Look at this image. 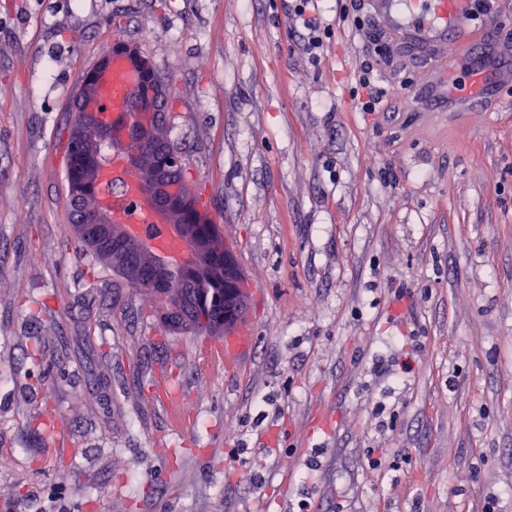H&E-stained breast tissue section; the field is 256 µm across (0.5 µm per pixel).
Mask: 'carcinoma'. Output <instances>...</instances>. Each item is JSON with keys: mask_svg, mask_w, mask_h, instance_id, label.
I'll return each instance as SVG.
<instances>
[{"mask_svg": "<svg viewBox=\"0 0 512 512\" xmlns=\"http://www.w3.org/2000/svg\"><path fill=\"white\" fill-rule=\"evenodd\" d=\"M99 121L83 115L73 121L70 131L66 164V198L73 231L80 247L91 251L101 262L112 269L118 277L131 280V269L141 267L145 270L136 289L153 295L166 305L165 320L170 330L176 333H228L238 325L246 310L247 293L244 274H239L234 287V295H229L224 285V264L233 253L225 252L228 243L224 232L215 224L208 212L201 211L198 194L188 187L189 159H182L181 170L174 173L180 181L184 193L180 207L187 216L197 215L200 220L186 225V229L195 244V259L187 267L170 273V279L192 285L188 295L175 297L167 284L152 278L146 269L151 259L137 255L138 245L132 243L126 251L103 246L84 223L85 214L94 195V181L90 177V168L84 164L89 157H95L103 163L112 162V148L92 138L90 131L98 127Z\"/></svg>", "mask_w": 512, "mask_h": 512, "instance_id": "carcinoma-1", "label": "carcinoma"}]
</instances>
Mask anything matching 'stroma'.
Here are the masks:
<instances>
[{"mask_svg":"<svg viewBox=\"0 0 512 512\" xmlns=\"http://www.w3.org/2000/svg\"><path fill=\"white\" fill-rule=\"evenodd\" d=\"M293 8L0 0V512H512V0L445 26L437 0H321L316 62ZM375 31L425 48L385 64ZM117 45L171 84L244 272L233 363L74 237L70 105Z\"/></svg>","mask_w":512,"mask_h":512,"instance_id":"35a3bbf8","label":"stroma"}]
</instances>
